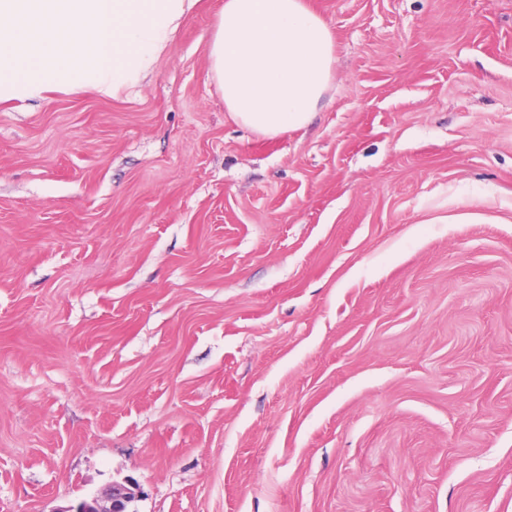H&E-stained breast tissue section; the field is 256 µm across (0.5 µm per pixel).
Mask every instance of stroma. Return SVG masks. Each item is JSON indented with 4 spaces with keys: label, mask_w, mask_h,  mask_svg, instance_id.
<instances>
[{
    "label": "stroma",
    "mask_w": 512,
    "mask_h": 512,
    "mask_svg": "<svg viewBox=\"0 0 512 512\" xmlns=\"http://www.w3.org/2000/svg\"><path fill=\"white\" fill-rule=\"evenodd\" d=\"M305 128L200 0L141 84L0 102V512H512V0H308ZM208 59L231 117L274 137L310 122L333 77L336 38L305 0H225ZM140 496L141 490L137 482L125 477L113 480L100 493L81 500L63 512H136L132 507Z\"/></svg>",
    "instance_id": "35a3bbf8"
}]
</instances>
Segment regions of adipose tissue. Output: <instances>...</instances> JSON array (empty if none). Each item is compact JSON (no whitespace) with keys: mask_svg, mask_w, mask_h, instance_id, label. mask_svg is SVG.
<instances>
[{"mask_svg":"<svg viewBox=\"0 0 512 512\" xmlns=\"http://www.w3.org/2000/svg\"><path fill=\"white\" fill-rule=\"evenodd\" d=\"M197 0H0V101L83 86L116 97L144 79ZM209 69L231 117L258 133L304 128L336 38L306 0H224Z\"/></svg>","mask_w":512,"mask_h":512,"instance_id":"ef3b65f1","label":"adipose tissue"}]
</instances>
